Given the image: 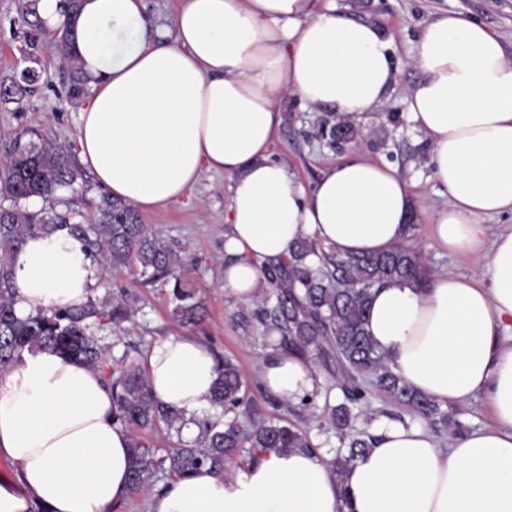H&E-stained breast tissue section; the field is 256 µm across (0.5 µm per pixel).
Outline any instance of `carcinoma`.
<instances>
[{
  "label": "carcinoma",
  "instance_id": "cac0c4a2",
  "mask_svg": "<svg viewBox=\"0 0 512 512\" xmlns=\"http://www.w3.org/2000/svg\"><path fill=\"white\" fill-rule=\"evenodd\" d=\"M29 16L25 9L19 21L38 27L57 42L67 67L69 98L78 100L87 95V79L75 66L69 30L62 27L52 31L40 18L32 22ZM30 92L28 80L0 81L3 102H19ZM318 135L332 146L348 143L355 135L353 121L337 115L319 129ZM79 178L72 151L33 131L26 141L16 136L0 161V373L14 368L23 353L41 350H51L99 371L112 391L113 421L132 436V496L148 493L152 479L159 474L185 476L203 468L221 473L226 459L241 451L250 460L272 448L319 454V446L306 431L283 419L251 415L246 377L228 356L217 359L218 377L208 397L218 413L188 420L165 406L154 396L144 371L112 359L94 338L95 328L121 330L133 321L136 309L123 292L106 301L90 299L79 308L38 309L25 316L16 313L15 255L30 237L65 231L80 240L93 260L103 266L118 270L135 262L146 281L172 284L171 314L179 324L197 325L205 318V308L196 298L189 277L198 259L189 256L183 260L160 243L130 204L106 196L93 217L83 216L78 221L72 211L49 214L28 209L30 198L50 200L62 190L74 189ZM262 270L270 290L242 307L238 316L246 323L260 325L264 336H274V342L283 349L331 367L344 402L328 408L329 420L341 441L328 464L343 503H348L346 473L374 439L372 432L356 427L357 418L373 411L408 427L410 423L401 415L404 411L440 438L450 431L464 432L457 411L442 408L404 383L366 331L372 289L397 281L418 288L430 285L433 271L420 249L397 244L379 253L343 255L333 247L305 239L296 242L288 256L264 263ZM376 399L385 402L387 408L373 410ZM189 422L198 429L194 441L180 440L169 448H157L152 443L151 432L165 428L179 433Z\"/></svg>",
  "mask_w": 512,
  "mask_h": 512
}]
</instances>
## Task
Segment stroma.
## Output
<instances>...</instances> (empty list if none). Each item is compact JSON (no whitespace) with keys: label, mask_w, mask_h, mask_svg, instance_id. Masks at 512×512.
Here are the masks:
<instances>
[{"label":"stroma","mask_w":512,"mask_h":512,"mask_svg":"<svg viewBox=\"0 0 512 512\" xmlns=\"http://www.w3.org/2000/svg\"><path fill=\"white\" fill-rule=\"evenodd\" d=\"M36 3L37 0H0V79L18 76L29 65L20 52L25 39L18 18L22 8H35ZM331 5L339 14L377 24L392 41L397 67L395 82L388 91V110L369 112L357 120L359 134L346 144L344 151L357 150L385 159L412 183L418 196L414 240L434 272L469 274L482 270L481 256L451 255L431 240L432 217L446 197L431 176L426 137L413 130L407 120L404 98L419 79L418 72L409 64L414 43L422 27L437 13H461L486 26L512 51V0H331ZM35 53L39 62L34 66L38 78L33 92L18 103L0 102V154L16 134L26 130L38 131L66 145L77 143L78 114L83 103L67 97L54 42L47 36H38ZM282 107L292 114L294 122L278 130L271 157L286 164L305 186H312L342 153L315 136L319 124L330 113L300 107L291 99L283 100ZM232 184L230 174L204 173L180 200L142 215L162 244L179 255L198 258L192 278L207 308V318L193 327L179 325L170 313L168 285L161 281L145 283L138 265L114 271L102 269L93 287L94 297L101 299L107 292L123 291L135 298L138 311L133 324L125 330L106 326L97 330L96 336L114 358L136 366L142 365L146 351L166 336H189L201 341L215 355L232 357L241 365L257 416L288 419L306 430L314 443L322 444L325 457H333L335 447L330 440L335 430L324 415L323 406L341 402L343 394L329 371L316 365L317 383L311 407H284L275 402L257 378L266 354L261 331L244 328L237 316L239 303L224 294V215ZM104 194V189L88 176L77 181L74 191L60 193L56 199L42 202L41 207L56 212L70 209L91 216Z\"/></svg>","instance_id":"obj_1"}]
</instances>
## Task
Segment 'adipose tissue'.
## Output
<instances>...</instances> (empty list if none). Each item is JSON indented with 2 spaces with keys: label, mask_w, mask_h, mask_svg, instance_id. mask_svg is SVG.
<instances>
[{
  "label": "adipose tissue",
  "mask_w": 512,
  "mask_h": 512,
  "mask_svg": "<svg viewBox=\"0 0 512 512\" xmlns=\"http://www.w3.org/2000/svg\"><path fill=\"white\" fill-rule=\"evenodd\" d=\"M144 0H39L46 25L72 22L91 94L79 112L80 160L110 196L142 211L174 202L203 171L232 175L224 233V292L259 298L262 264L300 239L342 254L408 242L416 209L397 168L359 151L306 188L270 160L281 103L351 118L383 109L394 81L391 41L371 22L320 0H182L173 30L145 16ZM405 101L426 135L432 176L447 196L433 242L482 253L479 275H435L429 287L374 289L367 329L392 370L433 400L484 397L492 425L443 447L419 426L378 428L347 477L345 512H512V54L484 25L444 12L423 27ZM16 311L84 305L97 271L64 233L29 238L15 258ZM152 390L184 415L207 407L217 376L209 348L188 336L144 359ZM268 394L294 404L313 391L309 358L270 350L259 372ZM131 435L112 421L100 374L50 351L23 354L0 375V453L20 474L0 484V512H112L130 495ZM324 460L268 450L238 473L207 469L170 480L150 512H336Z\"/></svg>",
  "instance_id": "ef3b65f1"
}]
</instances>
